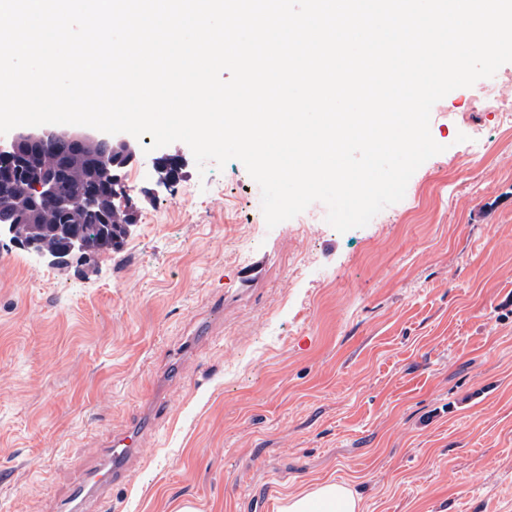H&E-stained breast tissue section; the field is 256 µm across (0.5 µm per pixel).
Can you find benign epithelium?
I'll return each instance as SVG.
<instances>
[{"label": "benign epithelium", "mask_w": 512, "mask_h": 512, "mask_svg": "<svg viewBox=\"0 0 512 512\" xmlns=\"http://www.w3.org/2000/svg\"><path fill=\"white\" fill-rule=\"evenodd\" d=\"M52 146L59 154L60 167L43 172L41 178L26 186V202L30 206L45 205L63 214L75 209H89L97 206L98 193L92 189L80 200L63 197L58 192L59 176L61 168L66 166L70 157L88 146L96 149L99 157L105 164L108 173L109 186L113 190L114 197L122 199V207L127 212H133V202L129 194L121 188L119 175L115 173L118 165V151L123 142L110 137H93L80 133H24L15 132L0 136V159L10 162V166L0 169V184L13 183L21 177V170L15 168V161L21 157L31 159L45 146ZM170 174L165 183L175 184L179 181L184 167V161L180 154L166 155ZM25 223L24 218L14 210L0 211V239L6 237L16 244L14 227ZM25 248L34 251L39 257L51 264L63 265L68 261V256L75 251H84L83 241L74 237L68 243L63 252L56 255H48L33 244L25 245Z\"/></svg>", "instance_id": "obj_1"}]
</instances>
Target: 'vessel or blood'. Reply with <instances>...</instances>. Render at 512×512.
I'll return each mask as SVG.
<instances>
[{
	"label": "vessel or blood",
	"instance_id": "vessel-or-blood-1",
	"mask_svg": "<svg viewBox=\"0 0 512 512\" xmlns=\"http://www.w3.org/2000/svg\"><path fill=\"white\" fill-rule=\"evenodd\" d=\"M142 452L141 437L135 430L98 448L95 464L74 483L59 512H111L109 498L113 487L129 480L130 461Z\"/></svg>",
	"mask_w": 512,
	"mask_h": 512
}]
</instances>
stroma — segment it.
<instances>
[{"instance_id":"1","label":"stroma","mask_w":512,"mask_h":512,"mask_svg":"<svg viewBox=\"0 0 512 512\" xmlns=\"http://www.w3.org/2000/svg\"><path fill=\"white\" fill-rule=\"evenodd\" d=\"M490 85L435 103L444 152L362 228L320 202L267 227L240 161L201 172L147 134L118 249L59 267L0 241V512H53L141 423L150 453L112 512H279L328 480L363 512H512V112L479 101ZM176 152L180 181L158 185ZM163 389L176 405L148 424Z\"/></svg>"}]
</instances>
